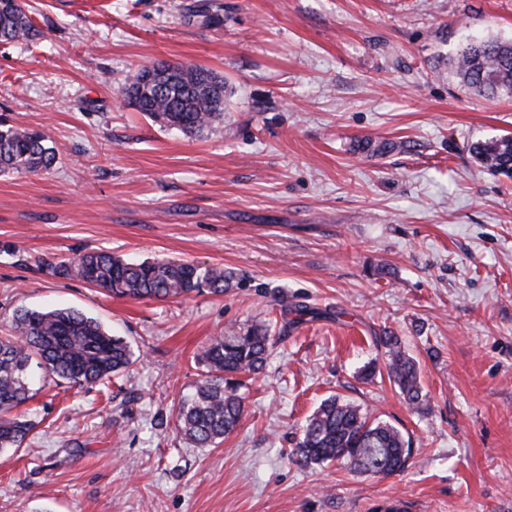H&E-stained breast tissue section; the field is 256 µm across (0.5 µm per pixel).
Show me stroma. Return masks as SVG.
I'll use <instances>...</instances> for the list:
<instances>
[{
  "label": "stroma",
  "mask_w": 512,
  "mask_h": 512,
  "mask_svg": "<svg viewBox=\"0 0 512 512\" xmlns=\"http://www.w3.org/2000/svg\"><path fill=\"white\" fill-rule=\"evenodd\" d=\"M24 2L39 35L0 43V115L58 162L0 174V336L17 308L70 307L136 361L93 388L36 377L0 512H512V180L469 152L512 132V100L452 66L470 39L512 38V0ZM160 60L218 73L223 122L188 136L128 105ZM92 250L234 286L132 300L49 269ZM258 321L277 342L242 380L244 419L196 447L173 423L195 356ZM385 334L419 363L421 407L387 376ZM332 395L409 438L408 468L296 463Z\"/></svg>",
  "instance_id": "obj_1"
}]
</instances>
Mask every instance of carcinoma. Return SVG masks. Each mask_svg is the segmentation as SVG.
Returning <instances> with one entry per match:
<instances>
[{"label":"carcinoma","mask_w":512,"mask_h":512,"mask_svg":"<svg viewBox=\"0 0 512 512\" xmlns=\"http://www.w3.org/2000/svg\"><path fill=\"white\" fill-rule=\"evenodd\" d=\"M38 30L21 4L0 0V42H31ZM455 71L468 87L488 97H512V41L473 39L454 59ZM167 75L143 68L124 89L139 99L144 112L162 126L190 135L224 121V79L191 64L160 63ZM475 161L493 174L512 178V133L470 146ZM57 159L47 136L0 118V173L39 176ZM58 275L91 284L109 295L135 300L186 299L193 294L222 295L233 274L218 266L202 267L183 260L129 263L110 252L92 251L50 265ZM15 335L0 338V451L20 448L34 423L16 409L31 398V366L74 386L96 385L134 363L132 351L97 319L72 308L14 311ZM385 348L386 369L408 404L425 402L419 365L395 336H378ZM275 337L264 323L214 336L197 360L205 377L178 403L176 421L183 434L201 448L216 446L237 430L244 412L238 393L240 375L261 372ZM302 465L342 459L356 471L388 476L409 462L410 441L394 427L371 418L360 406L336 395L326 398L306 420L292 452Z\"/></svg>","instance_id":"cac0c4a2"}]
</instances>
